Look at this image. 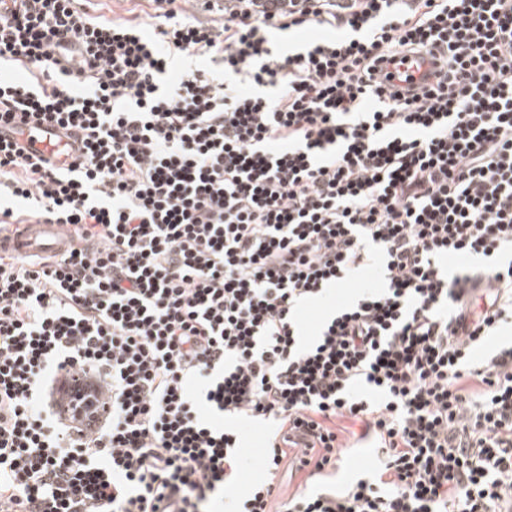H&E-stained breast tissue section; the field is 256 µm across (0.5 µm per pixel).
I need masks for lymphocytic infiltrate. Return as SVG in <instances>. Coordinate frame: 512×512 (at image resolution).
<instances>
[{"mask_svg": "<svg viewBox=\"0 0 512 512\" xmlns=\"http://www.w3.org/2000/svg\"><path fill=\"white\" fill-rule=\"evenodd\" d=\"M151 2L149 36L0 0V68L27 74L0 76V236L74 239L0 255V512H512V345L471 359L512 326V0ZM294 29L338 35L270 37ZM411 54L433 70L406 96ZM82 383L106 403L62 421ZM240 418L269 425L241 495ZM362 443L377 469L337 489ZM19 235L3 243L2 248H14L19 255H53L68 248L69 238L59 224H20ZM370 272L364 275L355 274L349 283L337 288H331L326 298L320 302L307 305L300 313V319L303 323L306 334H313L317 323L332 309L336 304L345 303L352 295L353 289L358 284H364Z\"/></svg>", "mask_w": 512, "mask_h": 512, "instance_id": "obj_1", "label": "lymphocytic infiltrate"}]
</instances>
